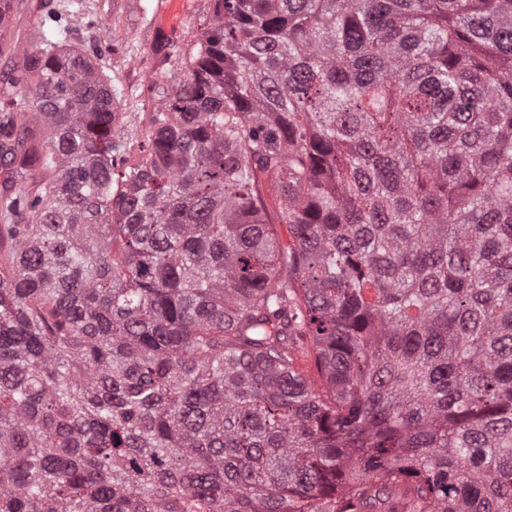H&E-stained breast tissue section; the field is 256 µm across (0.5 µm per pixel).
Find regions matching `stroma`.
I'll list each match as a JSON object with an SVG mask.
<instances>
[{
	"mask_svg": "<svg viewBox=\"0 0 512 512\" xmlns=\"http://www.w3.org/2000/svg\"><path fill=\"white\" fill-rule=\"evenodd\" d=\"M162 0H13L0 33V88L24 73V56L39 46L48 15L61 19L64 39L83 50L107 75L116 101L115 136L132 164L150 128L159 101L155 88L184 81L196 42L214 22V0H182L179 13L166 16Z\"/></svg>",
	"mask_w": 512,
	"mask_h": 512,
	"instance_id": "obj_1",
	"label": "stroma"
}]
</instances>
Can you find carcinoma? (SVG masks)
Returning a JSON list of instances; mask_svg holds the SVG:
<instances>
[{"mask_svg": "<svg viewBox=\"0 0 512 512\" xmlns=\"http://www.w3.org/2000/svg\"><path fill=\"white\" fill-rule=\"evenodd\" d=\"M214 13L118 174L58 18L0 91V512H512V0Z\"/></svg>", "mask_w": 512, "mask_h": 512, "instance_id": "carcinoma-1", "label": "carcinoma"}]
</instances>
